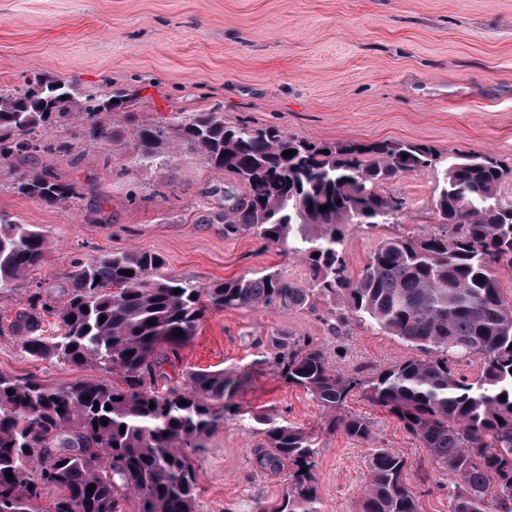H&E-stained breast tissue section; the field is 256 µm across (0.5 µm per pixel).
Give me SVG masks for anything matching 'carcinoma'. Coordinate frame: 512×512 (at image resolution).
<instances>
[{
    "instance_id": "1",
    "label": "carcinoma",
    "mask_w": 512,
    "mask_h": 512,
    "mask_svg": "<svg viewBox=\"0 0 512 512\" xmlns=\"http://www.w3.org/2000/svg\"><path fill=\"white\" fill-rule=\"evenodd\" d=\"M137 98L135 88L97 95L42 77L0 92V161L67 152L46 133L80 114L91 119L89 137L108 142L115 118L127 117ZM132 139L141 166L164 169L173 152L185 149L234 176L244 194L225 193L224 209L211 218L224 224L226 237L288 245L307 265V284L271 271L201 287L162 278L159 258L126 251L76 262L60 306L36 285L12 325L23 352L92 363L118 381L52 387L34 376L0 373V512H125L131 493L138 512H194L198 485L186 449L201 447L224 423L238 379L222 369H198L182 386L160 389L157 368L193 340L208 310L291 307L315 298L339 301L335 330L362 318L424 355L386 369L340 372L321 349L272 336V370L317 400L333 433L370 440L368 421L342 413L357 392L394 415L435 467L455 476L451 512H512V300L498 276L512 270V201L499 195L512 171L485 153L451 157L437 199L446 230L384 242L353 279L341 250L346 229L400 211L401 202L381 186L431 165V146L315 143L277 127L228 126L222 112L141 124ZM16 185L45 204L82 196L79 186L49 170L22 173ZM46 254L39 232L0 214V290L42 266ZM47 317L53 319L48 329ZM473 356L482 370L470 381L454 366ZM250 419L268 442L256 450V465L287 472L281 498L259 502L257 512H321L318 439L267 414ZM407 470L405 457L371 449L359 512H419ZM90 484L95 491H87Z\"/></svg>"
}]
</instances>
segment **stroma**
Wrapping results in <instances>:
<instances>
[{"instance_id": "35a3bbf8", "label": "stroma", "mask_w": 512, "mask_h": 512, "mask_svg": "<svg viewBox=\"0 0 512 512\" xmlns=\"http://www.w3.org/2000/svg\"><path fill=\"white\" fill-rule=\"evenodd\" d=\"M64 79L91 91L138 88L137 120L167 122L220 112L229 126L278 127L313 142L395 139L433 146L439 158L383 187L402 203L391 220L346 232L342 253L358 276L390 238L439 232L436 209L448 157L484 152L512 168V0H0V90L32 77ZM72 121L51 131L64 154L0 163V213L40 232L45 264L0 292V372L50 386L112 374L22 352L12 329L42 283L60 295L75 261L129 250L157 256L161 276L207 286L267 270L298 285L308 271L287 246L228 238L209 222L225 193L242 188L197 154L181 151L167 169L135 163L134 140L96 142ZM49 169L83 189V200L47 205L15 188L18 172ZM328 300L296 307L206 313L195 338L162 370L173 385L216 367L239 384L223 426L195 449V512H255L279 499L285 474L255 464L263 435L244 412L263 411L314 433L321 512H358L370 448L409 464L406 483L420 512H450L455 478L434 469L426 448L387 410L356 395L343 411L369 421L371 442L329 432L322 407L265 361L273 334L321 348L335 368H385L419 356L402 339L350 320L335 334Z\"/></svg>"}]
</instances>
